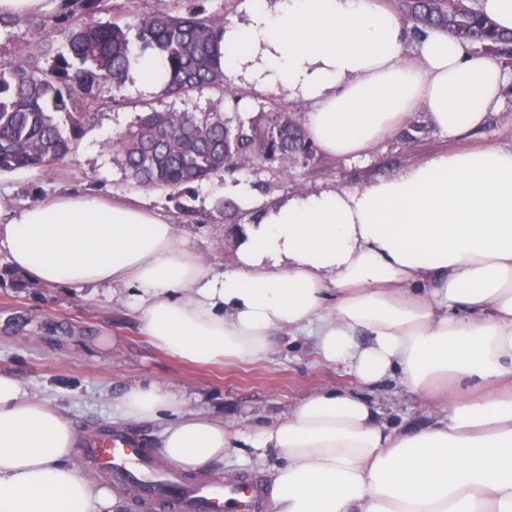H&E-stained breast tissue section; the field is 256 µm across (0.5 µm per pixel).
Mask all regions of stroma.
<instances>
[{
    "label": "stroma",
    "mask_w": 512,
    "mask_h": 512,
    "mask_svg": "<svg viewBox=\"0 0 512 512\" xmlns=\"http://www.w3.org/2000/svg\"><path fill=\"white\" fill-rule=\"evenodd\" d=\"M237 6L238 0L137 2L142 16L157 12L184 15L202 9L226 20L235 15ZM506 73L509 84L498 118L472 138L442 135L430 126L426 113L415 112L409 123L426 128L417 141L407 142L398 131L368 155L346 159L319 154L305 167L282 160H256L233 174L195 185L193 194L184 199L126 180L120 156L109 148L143 114L144 104L159 111L192 112L199 118L218 110L225 117L244 119L276 108L300 120L306 107L229 82L220 91L164 95L138 87L129 78L122 88L107 84L99 89L101 105L63 162L50 170L0 173V202L18 208L68 190L116 200L140 199L174 224L190 253L216 270H228L234 266L237 242L217 207L219 200L238 201L242 185L249 187L253 199L266 204L323 188L360 187L439 151L511 143L512 63ZM186 205L197 212L194 223L184 221ZM10 271L0 254V373L14 376L30 393L56 405L74 424L78 439L123 428L143 435L149 448L157 449L170 413H161L152 422H138L119 418L112 411L113 400L125 387L148 382L179 389L185 411L211 414L248 434L284 417L294 404L326 387L357 389L387 403L388 417L397 425L428 419L427 407L402 395L397 382L360 386L345 367L323 361L306 337H280L267 356L252 363L231 358L193 363L173 356L142 333L130 290L43 286L29 280L19 286Z\"/></svg>",
    "instance_id": "obj_1"
}]
</instances>
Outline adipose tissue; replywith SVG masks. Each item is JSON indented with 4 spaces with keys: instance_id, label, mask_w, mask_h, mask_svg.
Wrapping results in <instances>:
<instances>
[{
    "instance_id": "1",
    "label": "adipose tissue",
    "mask_w": 512,
    "mask_h": 512,
    "mask_svg": "<svg viewBox=\"0 0 512 512\" xmlns=\"http://www.w3.org/2000/svg\"><path fill=\"white\" fill-rule=\"evenodd\" d=\"M386 0H241L224 26L225 78L308 105L305 130L359 157L425 112L442 134L486 126L505 90L494 58L432 30L408 49ZM235 268L189 253L138 201L60 193L0 206V249L48 286L133 290L146 336L196 363L265 357L304 336L361 385L399 377L425 425L335 388L248 435L183 412L155 383L128 388L118 416L172 419L168 462L198 474L230 449L270 473L273 512H512V144L440 151L359 188L298 193L237 231ZM69 419L0 374V512H121L123 498L73 464Z\"/></svg>"
}]
</instances>
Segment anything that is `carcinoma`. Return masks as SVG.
I'll return each mask as SVG.
<instances>
[{
    "mask_svg": "<svg viewBox=\"0 0 512 512\" xmlns=\"http://www.w3.org/2000/svg\"><path fill=\"white\" fill-rule=\"evenodd\" d=\"M82 5L85 16L56 15L29 21L42 29L24 42L18 61H0V173L50 167L72 151L83 127L99 106L98 88H119L139 51L153 50L166 63L170 79L164 94L224 88L219 66L224 23L199 11L185 16L155 13L141 17L136 0H125L134 23L96 22L90 16L112 12V0H64ZM394 8L414 33L444 30L457 40L505 59L512 57V34L502 32L466 0H394ZM64 113L68 128L56 120ZM127 178L146 188L184 195L192 185L231 172L260 151L315 159L316 147L303 126L280 112H260L244 121L222 112L198 118L190 112L150 110L135 126L112 140Z\"/></svg>",
    "mask_w": 512,
    "mask_h": 512,
    "instance_id": "carcinoma-1",
    "label": "carcinoma"
}]
</instances>
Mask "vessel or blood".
Instances as JSON below:
<instances>
[{"label": "vessel or blood", "instance_id": "vessel-or-blood-1", "mask_svg": "<svg viewBox=\"0 0 512 512\" xmlns=\"http://www.w3.org/2000/svg\"><path fill=\"white\" fill-rule=\"evenodd\" d=\"M90 459L107 470L115 483L141 470L147 449L142 439L122 431H112L87 444ZM141 493L153 512H256L262 494V482L247 477L233 482H203L186 485L169 478L165 490L142 487Z\"/></svg>", "mask_w": 512, "mask_h": 512}]
</instances>
